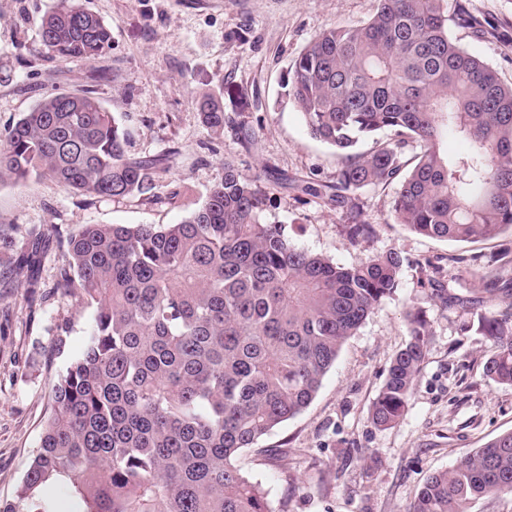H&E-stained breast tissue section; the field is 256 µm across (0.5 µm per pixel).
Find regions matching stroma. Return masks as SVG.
Instances as JSON below:
<instances>
[{"label":"stroma","mask_w":512,"mask_h":512,"mask_svg":"<svg viewBox=\"0 0 512 512\" xmlns=\"http://www.w3.org/2000/svg\"><path fill=\"white\" fill-rule=\"evenodd\" d=\"M112 30L99 61H60L45 51L40 20L58 0H0V132L53 92L91 91L130 136L132 157L163 156L154 195L101 198L70 193L49 178L0 182V224L25 240L34 227L69 235L86 224H177L224 176L225 164L255 176L267 195L259 220L283 225L298 247L344 266L393 250L400 285L342 345L312 402L278 425L238 465L261 484L274 512H407L425 479L452 468L490 439L512 432V386L486 379L493 351L469 330V308L431 300L419 281L439 266L449 292L478 285L457 255L488 259L500 240L423 237L391 215L399 182L365 187L355 207L302 193L335 186L342 154L314 139L287 95L288 73L310 40L357 26L378 0H81ZM471 23L452 27L460 45L512 84V0H448ZM220 97L227 122L207 130L196 107ZM178 193L170 203V193ZM372 224L354 241L353 214ZM15 256L0 250V502L12 500L35 456L52 408V383L86 348L93 306L57 289L66 256L52 249L28 295ZM422 309L430 334L408 408L388 428L370 406L395 353L410 340L405 314Z\"/></svg>","instance_id":"obj_1"}]
</instances>
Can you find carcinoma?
Returning a JSON list of instances; mask_svg holds the SVG:
<instances>
[{"instance_id": "carcinoma-1", "label": "carcinoma", "mask_w": 512, "mask_h": 512, "mask_svg": "<svg viewBox=\"0 0 512 512\" xmlns=\"http://www.w3.org/2000/svg\"><path fill=\"white\" fill-rule=\"evenodd\" d=\"M356 27L317 33L287 81L311 135L346 156L331 200L401 180L394 218L414 233L454 242L512 232V85L449 33L465 20L448 0H378ZM59 60L95 61L111 28L80 0H59L40 23ZM204 126L224 129L220 99L196 101ZM393 132L368 153L363 138ZM465 145L452 156L445 134ZM419 152L401 175V150ZM129 135L86 93H50L0 133V180L49 177L66 191L122 198L156 189L159 160L129 155ZM266 193L224 165V179L178 224H87L61 240L55 226L17 246L0 224V248L17 249L30 289L52 243L66 246L57 287L95 306L85 351L52 386L53 409L37 454L0 512H54L62 485L81 512H274L260 483L238 467L245 448L301 413L346 339L399 287L403 260L388 251L346 267L292 245L261 224ZM420 281L443 304L500 299L478 313L496 338L484 376L512 385V250L475 273L482 296ZM411 339L393 357L369 417L403 416L426 357L427 321L407 313ZM492 492L512 494V432L430 475L408 512H468Z\"/></svg>"}]
</instances>
